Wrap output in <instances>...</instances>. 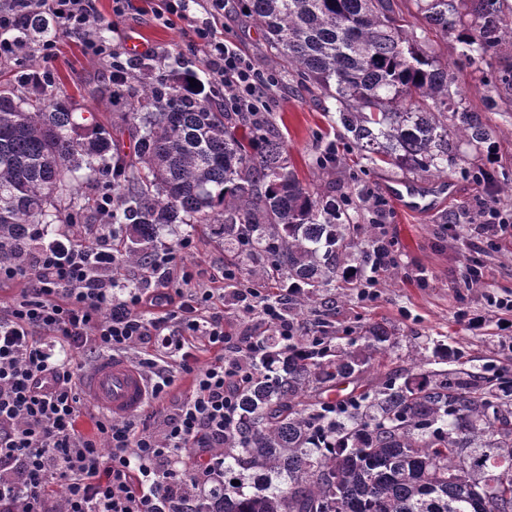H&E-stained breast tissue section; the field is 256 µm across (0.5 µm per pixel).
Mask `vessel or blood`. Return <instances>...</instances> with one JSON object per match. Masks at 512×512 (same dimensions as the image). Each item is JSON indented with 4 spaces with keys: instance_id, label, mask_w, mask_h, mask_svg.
I'll return each instance as SVG.
<instances>
[{
    "instance_id": "b4317fda",
    "label": "vessel or blood",
    "mask_w": 512,
    "mask_h": 512,
    "mask_svg": "<svg viewBox=\"0 0 512 512\" xmlns=\"http://www.w3.org/2000/svg\"><path fill=\"white\" fill-rule=\"evenodd\" d=\"M447 184L424 189L394 182L387 192L405 209L429 213L435 210L442 195L450 192ZM82 386L92 400L113 417L123 418L142 407L147 398L148 382L130 362L104 356L84 373Z\"/></svg>"
}]
</instances>
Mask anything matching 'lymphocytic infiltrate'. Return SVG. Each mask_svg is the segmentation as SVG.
<instances>
[{
  "mask_svg": "<svg viewBox=\"0 0 512 512\" xmlns=\"http://www.w3.org/2000/svg\"><path fill=\"white\" fill-rule=\"evenodd\" d=\"M196 2L161 0L154 16L163 25L181 26L203 51L226 110L266 111L270 78L217 34L224 0H209L200 13ZM40 12L109 73H127V59L101 34L107 17L97 0H0V62L24 64L21 78L54 79L55 41L33 48L18 34ZM469 227L488 247L511 243L512 210L486 202ZM193 249L188 236L159 248L148 267L152 288L120 287L108 241L38 247L22 263L0 264V283H27L0 314V512H198L179 485L223 486L224 428L234 419L236 392L250 378L259 342L225 332L229 275L219 269L194 281L177 261ZM233 294L244 317L273 327L287 342L300 335V323L285 309L295 289L272 297L255 288ZM145 343L154 352L137 357L136 364L147 377L151 403L162 401L176 368L191 375V395L156 424L143 413L118 420L98 411L95 434L83 432L84 367L73 363V355H123ZM228 350L233 360L225 359ZM204 352L213 359L202 367ZM190 448L210 456L186 470L181 462Z\"/></svg>",
  "mask_w": 512,
  "mask_h": 512,
  "instance_id": "1",
  "label": "lymphocytic infiltrate"
}]
</instances>
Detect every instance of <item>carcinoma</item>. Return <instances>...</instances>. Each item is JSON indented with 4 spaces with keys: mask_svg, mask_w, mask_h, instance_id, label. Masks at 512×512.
I'll return each mask as SVG.
<instances>
[{
    "mask_svg": "<svg viewBox=\"0 0 512 512\" xmlns=\"http://www.w3.org/2000/svg\"><path fill=\"white\" fill-rule=\"evenodd\" d=\"M246 17L289 74L335 101L336 118L367 159L440 175L459 144H485L493 129L466 102L436 39L459 47L458 68L512 59L504 0H243ZM53 34L26 21L30 42ZM141 91L116 127L126 154L91 110L35 76L0 89V262L19 261L33 230L85 224L82 181L112 175V223L124 263L147 267L159 233L180 224H220L224 237L260 257L251 281L299 289L312 301L341 270L348 206L336 183L312 188L293 169L267 120L216 104L195 71L145 58ZM194 82H189V79ZM496 94L512 96V63ZM324 349L303 353L271 333L265 355L237 392L224 433V495L199 498V512H512V401L496 377L420 370L401 383L342 400L323 394L361 373L393 346L367 327L340 347L317 330ZM324 443L313 444L316 438ZM261 484H232L239 472Z\"/></svg>",
    "mask_w": 512,
    "mask_h": 512,
    "instance_id": "1",
    "label": "carcinoma"
}]
</instances>
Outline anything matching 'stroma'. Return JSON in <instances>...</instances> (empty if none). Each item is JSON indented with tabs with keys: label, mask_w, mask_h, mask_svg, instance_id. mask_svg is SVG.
Instances as JSON below:
<instances>
[{
	"label": "stroma",
	"mask_w": 512,
	"mask_h": 512,
	"mask_svg": "<svg viewBox=\"0 0 512 512\" xmlns=\"http://www.w3.org/2000/svg\"><path fill=\"white\" fill-rule=\"evenodd\" d=\"M222 23L225 40L258 69L276 75L277 83L268 91V118L285 141L300 179L314 185L336 182L352 198V264L361 262L374 215L365 195L379 198L384 205V230L394 243L397 263L381 273L376 297L364 296L360 289L335 281L320 290L300 317L310 327L318 320H328L340 335H358L372 324L394 333L395 344L389 354L381 363L371 364L359 379L346 382V391L360 393L388 379L400 381L422 368L478 381L495 369L512 378V349L502 346L496 319L487 313L486 299L490 292L499 296L512 293V245L489 253L485 287L468 288L461 280L471 250L465 225L479 202L494 197L500 204L512 205V103L500 101L486 110L494 132V158H487L485 151L471 145H462L465 160L447 175L454 194L442 199L434 212L407 211L387 194L386 185L402 181L429 187L438 184V177L361 159L336 124L332 100L320 90L300 87L282 71L278 59L267 51L260 30L242 13L240 0H224ZM133 31L156 56L181 59L197 73L206 74L202 52L190 46L181 28L156 24L144 0H134L132 9L118 21L113 43L125 47ZM59 42L60 54L53 64L56 83L64 86L73 100L97 111L103 122L115 120L120 107L107 91L110 79L102 65L86 56L77 40L63 36ZM331 152L339 159L334 167L324 163ZM486 167L493 174L488 185L475 179L478 169ZM452 218L459 225L453 234L448 231ZM187 235L195 239L196 249L180 256V263L194 268L202 279L223 267L229 246L221 225L199 224L190 230L181 226L164 234L163 240L173 245ZM468 314L485 316L482 330L469 329L464 320Z\"/></svg>",
	"instance_id": "1"
}]
</instances>
